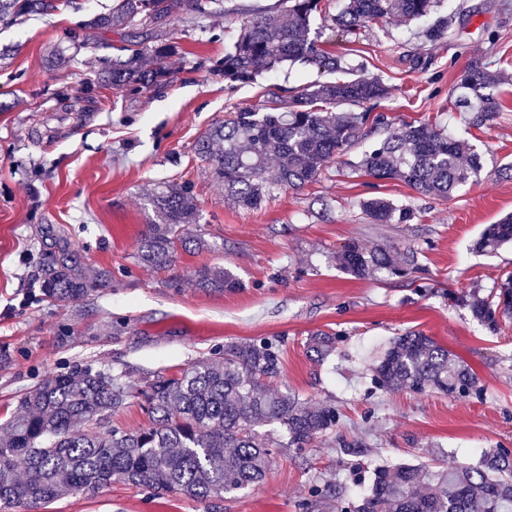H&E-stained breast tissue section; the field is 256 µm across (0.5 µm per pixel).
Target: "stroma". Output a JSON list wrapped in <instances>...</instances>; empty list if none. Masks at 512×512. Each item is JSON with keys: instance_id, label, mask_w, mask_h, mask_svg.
I'll use <instances>...</instances> for the list:
<instances>
[{"instance_id": "obj_1", "label": "stroma", "mask_w": 512, "mask_h": 512, "mask_svg": "<svg viewBox=\"0 0 512 512\" xmlns=\"http://www.w3.org/2000/svg\"><path fill=\"white\" fill-rule=\"evenodd\" d=\"M118 0H68L48 16L0 26V424L20 397L79 362L123 370L132 386L176 375L230 340H277L283 374L276 380L316 403L336 405L339 434L365 438L361 460L316 440L303 451L278 448L265 478L237 496L197 501L113 482L96 495H68L44 512H300L311 484H351L354 464L428 460L436 450L461 462L487 448L512 449V322L499 331L476 320L460 297H486L512 273V248L485 255L472 248L486 225L512 213V0H467V16L450 39L423 43L415 25L394 18L342 38L329 24L341 0H322L324 49L351 73L376 77L388 95L373 111L393 125L425 122L468 139L481 173L451 197L418 195L398 180L377 181L352 163L373 143L363 139L315 181L244 210L225 199L194 153L198 137L226 113L261 103L267 89L333 80L315 65H285L252 82L225 81L224 49L240 23L278 0H224L220 14L182 15L153 25L154 38L177 43L164 59L169 83L126 90L94 80L103 61L123 57L118 31L84 30L81 46L67 30ZM68 66L55 67L54 49ZM475 62L507 71L495 119L477 128L455 106L457 87ZM191 188L203 212L187 247L164 268L138 264L137 241L148 222L144 195L161 183ZM384 197L414 209L408 224H373L360 203ZM91 268L108 271V287L77 302L44 297L40 281L59 241ZM409 246L420 270L356 279L332 257L349 241ZM221 264L243 281L215 294L196 288L195 269ZM421 331L467 362L482 393L451 398L438 391L381 392L370 352L390 338ZM340 334L337 350L316 362L315 333Z\"/></svg>"}]
</instances>
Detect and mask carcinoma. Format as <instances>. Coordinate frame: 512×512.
<instances>
[{
	"label": "carcinoma",
	"instance_id": "obj_1",
	"mask_svg": "<svg viewBox=\"0 0 512 512\" xmlns=\"http://www.w3.org/2000/svg\"><path fill=\"white\" fill-rule=\"evenodd\" d=\"M61 0H0V24L28 16L50 15ZM120 0L118 7L96 14L83 29L127 30L133 48L124 60L98 73L97 80L115 88H150L168 82L161 65L148 68L145 52L160 61L177 45L160 42L151 48L150 23L179 12L210 13L222 0ZM437 0H344L333 18L337 32L355 35L392 17L417 20L434 12ZM320 0H280V13L257 10L240 25L224 51V80L246 83L285 64H315L340 69L311 36V19ZM448 17L439 15L421 31L426 43L449 32ZM504 79L483 63L472 65L461 80L458 107L472 113L471 123L485 125L501 107L492 88ZM388 94L375 77H358L303 86L284 99L269 91L263 104L241 108L211 125L194 151L210 166L224 197L244 209H257L283 188H299L318 178L336 158L358 141L371 125L388 135L365 151L355 168L376 180L398 179L423 195L449 196L482 170L481 155L455 137L425 124L392 127L381 114L363 106ZM275 161L274 173L269 162ZM152 218L138 240L136 259L163 268L178 248L187 245L183 227L199 224L202 210L186 185L164 183L146 196ZM375 224H407L414 213L373 197L363 201ZM512 244V214L488 225L475 249L494 253ZM41 290L56 301H79L108 282V275L83 264L69 244H56ZM345 274L361 278L377 272L405 277L419 269L410 249L396 256L390 246L368 250L352 241L334 255ZM197 287L214 293L235 292L244 283L228 268L203 266L194 272ZM473 316L492 331L512 319V275L486 298L466 302ZM339 335L320 332L309 339L316 361L336 351ZM372 383L384 392L436 390L459 398L481 393L476 373L454 358L448 348L421 331L395 336L381 349L372 368ZM282 374L279 344L268 338L227 341L215 358L192 364L178 375H159L134 393L124 371L75 364L49 376L21 397L17 410L0 433V505L28 510L70 493H95L114 480L154 491L177 490L206 500L241 492L260 482L275 448H307L318 438L334 436L347 456L366 451L363 440L336 434V407L315 404L268 384ZM138 395L151 425L130 433L112 426V415ZM512 512V451L490 448L473 463L433 465L406 462L374 467L367 492L353 498L317 484L300 503L301 512Z\"/></svg>",
	"mask_w": 512,
	"mask_h": 512
}]
</instances>
